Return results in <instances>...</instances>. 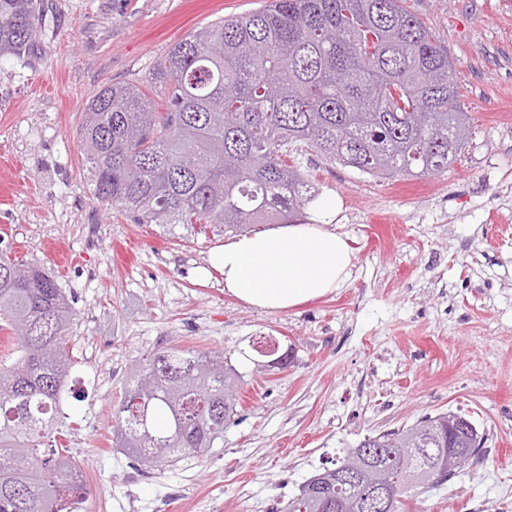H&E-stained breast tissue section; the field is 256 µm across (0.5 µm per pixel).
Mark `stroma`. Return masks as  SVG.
I'll list each match as a JSON object with an SVG mask.
<instances>
[{
  "mask_svg": "<svg viewBox=\"0 0 512 512\" xmlns=\"http://www.w3.org/2000/svg\"><path fill=\"white\" fill-rule=\"evenodd\" d=\"M265 0H44L36 48L0 60V251L38 262L71 300L69 453L78 512H273L365 436L448 409L486 453L408 512H512V0H404L456 65L472 135L447 170L376 179L313 151L297 162L355 260L335 292L247 305L197 270L215 225L159 227L94 197L78 130L110 84L150 86L190 31ZM292 349L288 369L257 348ZM221 352L242 375L222 447L147 468L109 425L136 363L162 347Z\"/></svg>",
  "mask_w": 512,
  "mask_h": 512,
  "instance_id": "obj_1",
  "label": "stroma"
}]
</instances>
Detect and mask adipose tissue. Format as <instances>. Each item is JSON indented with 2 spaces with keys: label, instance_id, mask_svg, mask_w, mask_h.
I'll return each instance as SVG.
<instances>
[{
  "label": "adipose tissue",
  "instance_id": "1",
  "mask_svg": "<svg viewBox=\"0 0 512 512\" xmlns=\"http://www.w3.org/2000/svg\"><path fill=\"white\" fill-rule=\"evenodd\" d=\"M335 195H319L306 222L237 237L214 250L200 277L218 271L224 288L265 309H288L332 293L350 279L354 254L334 227Z\"/></svg>",
  "mask_w": 512,
  "mask_h": 512
}]
</instances>
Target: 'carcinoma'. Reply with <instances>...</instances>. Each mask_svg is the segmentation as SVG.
<instances>
[{
    "instance_id": "obj_1",
    "label": "carcinoma",
    "mask_w": 512,
    "mask_h": 512,
    "mask_svg": "<svg viewBox=\"0 0 512 512\" xmlns=\"http://www.w3.org/2000/svg\"><path fill=\"white\" fill-rule=\"evenodd\" d=\"M41 0H0V59L35 44ZM167 109L133 84L88 102L78 136L93 192L142 224H255L304 218L315 195L288 158L308 147L383 179L448 168L469 143L448 50L402 0H269L187 34L154 68ZM74 311L39 265L0 256V329L17 353L0 363V512H64L62 413ZM242 376L222 354L168 347L133 370L112 412V443L150 467L212 448L237 415ZM470 460L477 428L453 434ZM368 467L391 469L405 503L452 480L448 413L363 438ZM285 512H366L369 475H315Z\"/></svg>"
}]
</instances>
